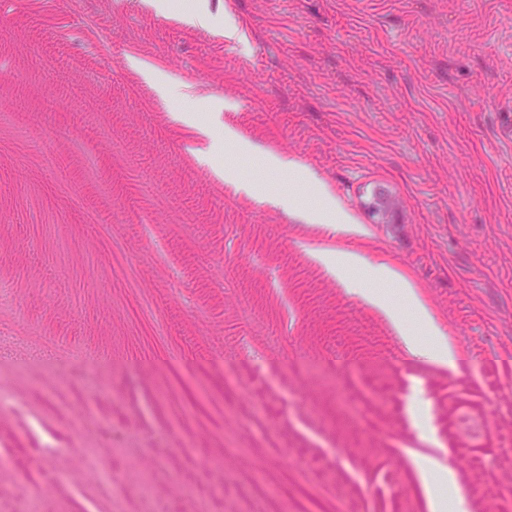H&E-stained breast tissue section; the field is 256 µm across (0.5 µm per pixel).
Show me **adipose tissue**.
<instances>
[{
  "instance_id": "1",
  "label": "adipose tissue",
  "mask_w": 512,
  "mask_h": 512,
  "mask_svg": "<svg viewBox=\"0 0 512 512\" xmlns=\"http://www.w3.org/2000/svg\"><path fill=\"white\" fill-rule=\"evenodd\" d=\"M224 147L242 155L260 154L269 173H285L305 185L314 181L313 175L299 162L270 149L258 150L233 127L224 129ZM214 173L249 197L262 196L276 206L297 213L312 233L334 237L336 247H321L313 252L314 259L326 272L349 293L359 296L390 320L410 358L450 370L457 368L459 353L430 314L416 285L391 265L367 263L358 251L347 247V240L364 237L367 230L340 207L328 187L318 186L316 203L306 206L298 197L281 194L275 186L265 187L245 179L232 168L218 166ZM409 460L429 512H469L466 499L457 490L452 468L441 464L435 456L415 451L410 452Z\"/></svg>"
}]
</instances>
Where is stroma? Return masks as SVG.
Masks as SVG:
<instances>
[{
	"mask_svg": "<svg viewBox=\"0 0 512 512\" xmlns=\"http://www.w3.org/2000/svg\"><path fill=\"white\" fill-rule=\"evenodd\" d=\"M0 0V512H512V0ZM308 167L461 362L407 361L129 61ZM396 206L381 223L370 202ZM168 16L178 21L201 28H213L216 24V21L201 5V3L197 4L190 10L180 12L175 11V13H170ZM408 457L429 512H469L467 500L458 493L452 468L441 464L430 454L412 451ZM441 488L448 490V494Z\"/></svg>",
	"mask_w": 512,
	"mask_h": 512,
	"instance_id": "stroma-1",
	"label": "stroma"
}]
</instances>
